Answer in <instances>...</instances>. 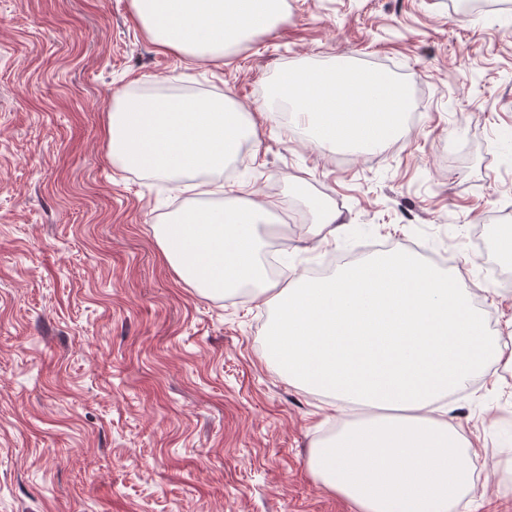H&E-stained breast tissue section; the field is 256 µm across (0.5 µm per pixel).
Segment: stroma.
Segmentation results:
<instances>
[{"label": "stroma", "instance_id": "stroma-1", "mask_svg": "<svg viewBox=\"0 0 512 512\" xmlns=\"http://www.w3.org/2000/svg\"><path fill=\"white\" fill-rule=\"evenodd\" d=\"M461 0H286L223 57L159 51L131 0H0V512H354L309 470L344 415L267 362L271 315L204 297L152 227L195 201L126 170L105 138L116 96L263 106L225 189L278 202L260 227L279 271L375 246L444 254L494 335L512 336V9ZM343 56L420 98L382 150L321 149L274 92ZM326 199L345 225L306 229ZM475 491L451 512H512V372L447 398Z\"/></svg>", "mask_w": 512, "mask_h": 512}]
</instances>
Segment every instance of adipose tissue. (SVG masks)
<instances>
[{
    "label": "adipose tissue",
    "instance_id": "1",
    "mask_svg": "<svg viewBox=\"0 0 512 512\" xmlns=\"http://www.w3.org/2000/svg\"><path fill=\"white\" fill-rule=\"evenodd\" d=\"M284 0H132L135 15L162 50L220 56L243 38L273 28ZM344 59L328 70H285L278 95L309 115L319 147L356 146L360 127L382 118L371 142L385 148L407 112L406 92L385 74L357 92L344 116ZM257 113L232 101L158 95L117 99L109 114V149L126 169L162 177L223 172L256 132ZM275 203L238 197L223 208H184L154 232L180 280L220 297L251 289L269 296L266 358L305 390L367 412L313 445L310 468L356 512H449L474 487L446 419L448 394L486 366L512 371V349L487 323L460 280L410 253L348 265L333 277L279 287L261 257L258 226Z\"/></svg>",
    "mask_w": 512,
    "mask_h": 512
}]
</instances>
